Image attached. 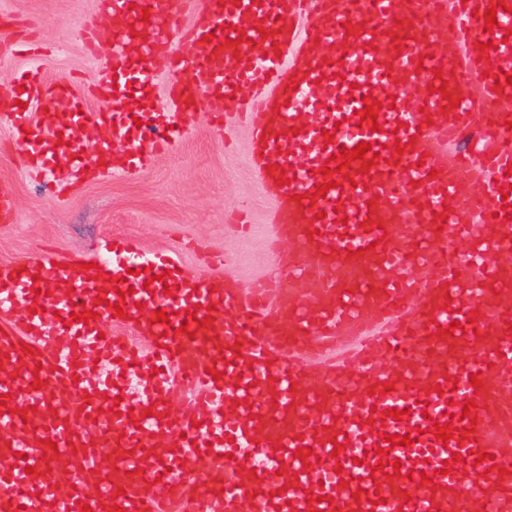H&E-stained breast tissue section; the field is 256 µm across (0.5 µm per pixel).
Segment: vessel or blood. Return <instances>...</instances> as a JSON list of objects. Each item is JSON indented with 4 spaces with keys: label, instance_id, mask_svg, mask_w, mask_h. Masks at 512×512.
Segmentation results:
<instances>
[{
    "label": "vessel or blood",
    "instance_id": "1",
    "mask_svg": "<svg viewBox=\"0 0 512 512\" xmlns=\"http://www.w3.org/2000/svg\"><path fill=\"white\" fill-rule=\"evenodd\" d=\"M99 4L92 91L34 69L0 90L25 165L62 194L165 154L172 112L245 124L276 273L228 288L124 236L100 245L106 287L73 255L0 262V512H512V264H487L512 244V0H198L188 27L175 0ZM364 142L375 163L334 160Z\"/></svg>",
    "mask_w": 512,
    "mask_h": 512
}]
</instances>
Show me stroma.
<instances>
[{
    "label": "stroma",
    "mask_w": 512,
    "mask_h": 512,
    "mask_svg": "<svg viewBox=\"0 0 512 512\" xmlns=\"http://www.w3.org/2000/svg\"><path fill=\"white\" fill-rule=\"evenodd\" d=\"M98 17V0H0V89L11 87L15 74L28 68L50 81L64 76L86 85L97 81L99 66L87 57L81 32ZM22 32L37 52L6 53ZM183 125L182 138L147 170L92 178L63 198L54 195L47 179L22 167L11 130L0 125V184L9 185L14 197L12 220L0 223V262L27 260L48 242L58 252L79 253L97 264L101 239L123 235L146 251L174 256L191 275L216 272L240 285L269 273L271 202L247 163V128H217L201 110ZM237 216L251 225L250 233L230 230ZM203 249L229 252L235 261L212 269L200 259Z\"/></svg>",
    "instance_id": "obj_1"
}]
</instances>
